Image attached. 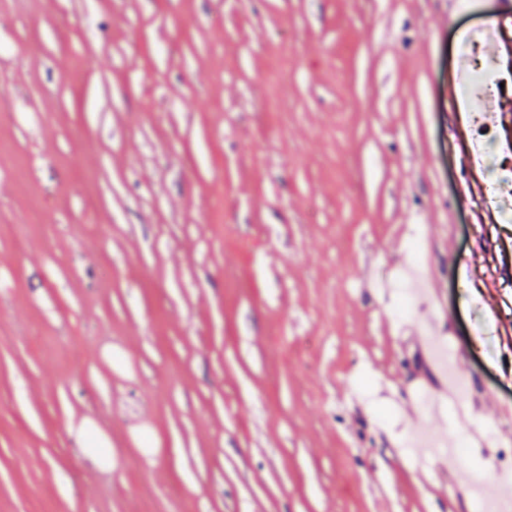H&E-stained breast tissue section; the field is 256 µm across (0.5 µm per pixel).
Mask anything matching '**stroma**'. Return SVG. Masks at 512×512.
<instances>
[{"label":"stroma","mask_w":512,"mask_h":512,"mask_svg":"<svg viewBox=\"0 0 512 512\" xmlns=\"http://www.w3.org/2000/svg\"><path fill=\"white\" fill-rule=\"evenodd\" d=\"M499 20L0 0V512H476L512 481V221L448 97Z\"/></svg>","instance_id":"35a3bbf8"}]
</instances>
